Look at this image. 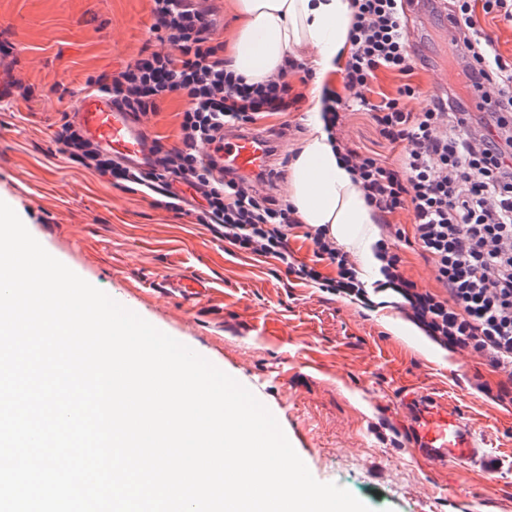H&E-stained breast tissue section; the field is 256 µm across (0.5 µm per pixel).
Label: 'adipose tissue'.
I'll use <instances>...</instances> for the list:
<instances>
[{"mask_svg":"<svg viewBox=\"0 0 512 512\" xmlns=\"http://www.w3.org/2000/svg\"><path fill=\"white\" fill-rule=\"evenodd\" d=\"M231 8L239 24L227 59L247 81H265L291 56L312 62L308 133L291 149L288 201L302 224L326 227L328 237L355 259L363 280L379 279L373 247L380 230L373 209L320 117L323 81L346 44L349 0H232Z\"/></svg>","mask_w":512,"mask_h":512,"instance_id":"adipose-tissue-1","label":"adipose tissue"}]
</instances>
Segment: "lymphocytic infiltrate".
Instances as JSON below:
<instances>
[{
	"instance_id": "obj_1",
	"label": "lymphocytic infiltrate",
	"mask_w": 512,
	"mask_h": 512,
	"mask_svg": "<svg viewBox=\"0 0 512 512\" xmlns=\"http://www.w3.org/2000/svg\"><path fill=\"white\" fill-rule=\"evenodd\" d=\"M152 2L150 29L168 51L140 55L97 85L137 118L156 114L160 100L182 99L179 146L155 144L154 167L144 174L99 150L68 120L54 136L57 152L113 185L159 193L175 211L183 209L182 199L171 185L180 183L197 200L183 209L188 217L240 252L277 260L287 275L322 292L370 308L373 295L391 290L395 308L438 345L471 349L492 371L507 372L497 386L482 382L476 389L512 404V61L478 21L484 15L512 23V0H447L457 27L448 49L452 59H465V86L480 90L483 102L471 105L453 91L433 96L417 112L407 107L420 91L412 81L417 62L404 0H350L343 89L327 90L322 117L379 222L381 278L369 285L323 230L310 235L313 263L298 260L289 244L300 226L291 205L256 182L229 174L216 180L203 158L204 146L222 139L226 129L298 110L304 95L289 79L307 84L311 69L291 57L278 74L248 82L221 56L211 15L196 0ZM381 71L401 82L394 95L375 104L369 95ZM356 107L368 112L394 156L365 154L345 139L348 113ZM403 212L410 227L398 220ZM404 243L431 266L437 289L405 276ZM325 265L333 275L322 273Z\"/></svg>"
}]
</instances>
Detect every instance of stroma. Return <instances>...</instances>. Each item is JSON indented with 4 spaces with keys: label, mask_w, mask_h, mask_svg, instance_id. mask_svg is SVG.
Returning a JSON list of instances; mask_svg holds the SVG:
<instances>
[{
    "label": "stroma",
    "mask_w": 512,
    "mask_h": 512,
    "mask_svg": "<svg viewBox=\"0 0 512 512\" xmlns=\"http://www.w3.org/2000/svg\"><path fill=\"white\" fill-rule=\"evenodd\" d=\"M152 0H0V62L15 97L0 101V200L55 258L96 288L125 292L140 316L183 337L250 389L273 413L314 478L334 482L377 512H512V405L478 393L501 380L484 358L405 333L395 308L366 310L288 277L271 258L226 249L206 226L158 206L64 159L53 142L77 100L143 50ZM430 35L426 67L413 77L417 111L457 88L461 64ZM200 275L211 298L189 304L145 283L160 273ZM447 396L493 449L494 466H424L411 453L401 391Z\"/></svg>",
    "instance_id": "1"
}]
</instances>
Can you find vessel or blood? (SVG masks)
Returning a JSON list of instances; mask_svg holds the SVG:
<instances>
[{"label":"vessel or blood","mask_w":512,"mask_h":512,"mask_svg":"<svg viewBox=\"0 0 512 512\" xmlns=\"http://www.w3.org/2000/svg\"><path fill=\"white\" fill-rule=\"evenodd\" d=\"M73 113L86 136L101 150L142 171L150 170L153 140L146 128L128 113L116 107L109 95L85 93ZM277 139L269 133L232 129L221 142L207 150L216 165V176L225 170L250 178L273 170ZM161 296H177L186 301L210 299L213 288L206 278L163 273L150 283ZM400 408L412 424L410 444L415 456L428 467L448 460L461 464L479 463L491 456L489 442L479 431L467 426L461 416L449 407L447 400L418 392H401Z\"/></svg>","instance_id":"vessel-or-blood-1"}]
</instances>
